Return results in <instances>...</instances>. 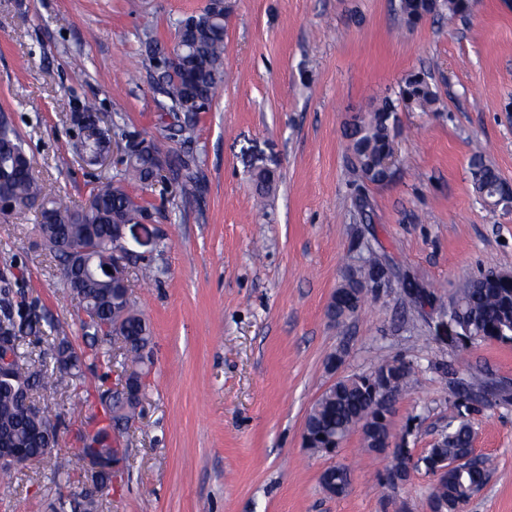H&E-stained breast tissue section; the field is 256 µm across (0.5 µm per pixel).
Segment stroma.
<instances>
[{"label":"stroma","instance_id":"1","mask_svg":"<svg viewBox=\"0 0 512 512\" xmlns=\"http://www.w3.org/2000/svg\"><path fill=\"white\" fill-rule=\"evenodd\" d=\"M208 0H0V117L20 135L47 198L84 206L116 165L87 168L72 144L75 102L94 101L127 137L191 147L202 191L182 196L159 177L132 187L148 210L123 246L154 281L132 280L152 347L142 414L123 433L125 457L108 490L95 489L75 431L93 423L96 395L71 386L39 392L60 417L50 455L0 476V512H57L93 494L97 512H428L431 475L382 485L360 432L336 454L302 443L308 411L338 376L400 358L413 369L392 412L395 446L420 456L457 414L448 365L512 383V344L449 345L447 320L401 299L368 296L354 320L326 316L343 274L371 244L392 277L441 299L489 269L512 270V211L478 201L470 160L482 154L512 184V0H474L463 17L406 28L398 0H226L224 88L190 142L169 128L148 49L171 51L178 19ZM427 75L434 111L399 108L393 177L355 185L348 126ZM274 178L257 210L255 175ZM369 207L360 213L356 195ZM38 209L0 216V294L33 308L83 349L79 300L44 248ZM346 348L339 372L330 353ZM475 455L493 458L487 484L463 512H512V403L470 416ZM69 479H50L56 457ZM349 467L342 497L320 484Z\"/></svg>","mask_w":512,"mask_h":512}]
</instances>
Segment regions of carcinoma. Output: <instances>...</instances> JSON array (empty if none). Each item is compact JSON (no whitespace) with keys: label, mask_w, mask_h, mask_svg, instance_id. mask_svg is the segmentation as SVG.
I'll return each instance as SVG.
<instances>
[{"label":"carcinoma","mask_w":512,"mask_h":512,"mask_svg":"<svg viewBox=\"0 0 512 512\" xmlns=\"http://www.w3.org/2000/svg\"><path fill=\"white\" fill-rule=\"evenodd\" d=\"M470 9L471 0H398V11L408 25L443 11L461 16ZM224 13V0H210L201 13L177 22V41L182 51L177 54L172 70L159 74L158 86L166 99L164 109L179 121L181 132L193 131L198 113L209 108L223 87ZM397 101L425 111L435 104L436 93L424 74L413 73L399 85ZM396 112L394 101L385 99L369 112L356 116L350 124L348 136L354 156L351 171L355 180L381 183L390 177L382 157L392 144ZM121 120L120 115H115L110 131H80L76 151L86 165H98V159L110 152L112 138L123 132ZM198 164L193 153L172 154L152 139H129L121 168L112 178L98 181L86 206L72 209L61 201L41 199L42 189L30 170L31 162L21 139L8 124L0 123V203L11 213L40 204L43 245L61 262L68 274V290L83 303L88 319L82 321L81 332L89 346V351L77 353L63 337V331L52 327L56 354L71 360L68 370L53 369L48 376L41 369L22 370L24 353L17 330L25 327L37 335L45 331L40 329L41 317L35 311L16 313L9 302H4L0 340L9 344L17 368L13 374L0 378V438L6 445L37 453L45 444V434L56 429L58 418L37 409L25 410V399L36 389L55 388L68 378L82 386L91 385L99 393L110 378L117 357H122L124 365L129 361L144 365L142 351L152 342L149 322L135 308L126 282L112 278L105 270L112 266V256L124 251L113 226L135 223L146 213L145 207L127 191V185L146 186L156 172L165 168L182 194L195 196L200 191ZM471 178L474 191L488 206L496 205L500 191L508 186L481 155L471 161ZM378 257L374 253L367 263L346 270L328 305V316L333 322L344 323L360 311L367 297L364 283L383 272L378 267ZM399 289L404 299L416 305L432 297L408 278L399 281ZM438 306L455 321L462 338L460 350L489 340L512 343V271H505L497 279L482 274L469 278L449 302L440 300ZM114 336L123 341V352L118 355L112 352ZM451 374L457 375L459 371L454 369ZM411 375V367L395 359L383 361L369 372L336 380L307 415L304 436L309 440V449L327 453L330 446L340 447L351 432L360 429L369 453L386 454L390 422L380 411V396L386 391L395 397L400 395ZM461 379L464 391L458 393V424L448 427V446L430 448L424 458L444 457L461 460L463 464L439 474L428 498L429 512H461L472 490L487 482L491 463L487 458L473 456L468 416L488 403L490 397L503 402L512 398L511 392L495 386L480 371H468ZM136 411L133 401H112L107 424L88 435L83 450L112 458L119 449L105 442V433L127 429ZM393 460L386 476L390 484L393 472L406 478L410 467L420 466V462L412 461L410 453L401 449L394 453ZM320 483L333 495L342 496L351 484L350 471L344 466H331L322 472Z\"/></svg>","instance_id":"cac0c4a2"}]
</instances>
